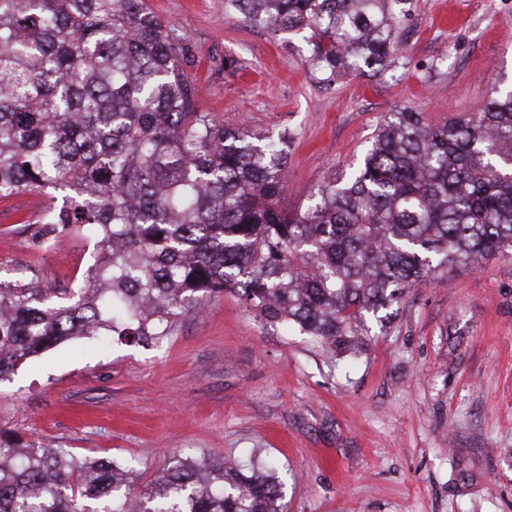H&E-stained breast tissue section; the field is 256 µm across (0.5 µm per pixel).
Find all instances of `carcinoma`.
<instances>
[{
	"label": "carcinoma",
	"instance_id": "cac0c4a2",
	"mask_svg": "<svg viewBox=\"0 0 512 512\" xmlns=\"http://www.w3.org/2000/svg\"><path fill=\"white\" fill-rule=\"evenodd\" d=\"M302 36L331 77L395 63L406 0H230ZM186 39L142 0H0V199L51 204L48 246L97 239L80 288L0 280V381L75 336L166 334L204 297L236 294L271 326L355 354L442 271L512 252V90L440 124L403 108L307 208L279 205L287 132L228 130L198 107ZM137 469L0 430V512H283L288 478L173 457Z\"/></svg>",
	"mask_w": 512,
	"mask_h": 512
}]
</instances>
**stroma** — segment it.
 Segmentation results:
<instances>
[{"label":"stroma","instance_id":"stroma-1","mask_svg":"<svg viewBox=\"0 0 512 512\" xmlns=\"http://www.w3.org/2000/svg\"><path fill=\"white\" fill-rule=\"evenodd\" d=\"M185 37L202 111L287 132L283 208H306L354 165L387 113L477 111L512 83V0H409L400 59L337 81L299 37L245 23L225 0H143ZM46 197L0 200V271L78 287L94 241L45 247ZM0 428L159 477L170 455L272 458L284 512H512V254L410 293L355 356L265 324L235 295L204 299L166 336L72 338L0 382Z\"/></svg>","mask_w":512,"mask_h":512}]
</instances>
